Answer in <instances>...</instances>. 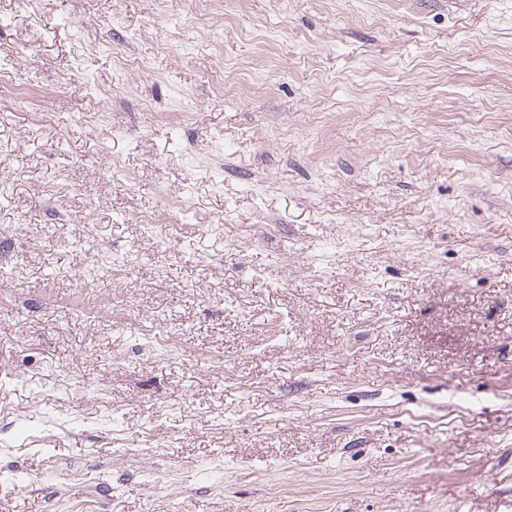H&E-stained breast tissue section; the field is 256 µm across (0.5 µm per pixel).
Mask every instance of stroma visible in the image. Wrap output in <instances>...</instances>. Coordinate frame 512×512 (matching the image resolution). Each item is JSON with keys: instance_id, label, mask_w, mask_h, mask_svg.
Segmentation results:
<instances>
[{"instance_id": "stroma-1", "label": "stroma", "mask_w": 512, "mask_h": 512, "mask_svg": "<svg viewBox=\"0 0 512 512\" xmlns=\"http://www.w3.org/2000/svg\"><path fill=\"white\" fill-rule=\"evenodd\" d=\"M0 512H512V0H0Z\"/></svg>"}]
</instances>
